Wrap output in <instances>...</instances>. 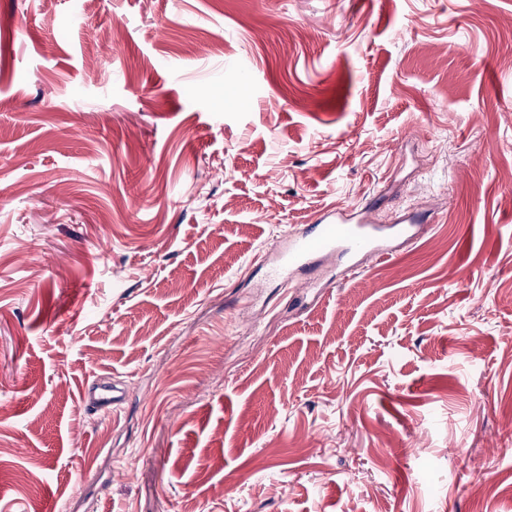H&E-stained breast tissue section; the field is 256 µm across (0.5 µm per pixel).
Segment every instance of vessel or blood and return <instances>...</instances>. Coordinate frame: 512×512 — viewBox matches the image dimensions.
I'll return each instance as SVG.
<instances>
[{
	"label": "vessel or blood",
	"instance_id": "1",
	"mask_svg": "<svg viewBox=\"0 0 512 512\" xmlns=\"http://www.w3.org/2000/svg\"><path fill=\"white\" fill-rule=\"evenodd\" d=\"M418 235V217L407 215L397 224H376L368 206H342L321 213L315 223L288 231L275 249L277 261L272 272L279 277L290 276L310 266L325 251L382 259L391 254L392 240L409 241ZM121 400V391L108 386L92 387L83 393L87 409L102 416L115 412Z\"/></svg>",
	"mask_w": 512,
	"mask_h": 512
}]
</instances>
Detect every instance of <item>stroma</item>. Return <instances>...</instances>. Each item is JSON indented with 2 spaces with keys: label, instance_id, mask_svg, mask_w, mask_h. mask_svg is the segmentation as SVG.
<instances>
[{
  "label": "stroma",
  "instance_id": "obj_1",
  "mask_svg": "<svg viewBox=\"0 0 512 512\" xmlns=\"http://www.w3.org/2000/svg\"><path fill=\"white\" fill-rule=\"evenodd\" d=\"M511 419L512 0H0V512H512ZM370 207L347 205L321 213L315 224L290 231L276 247L277 261L272 267L276 276L292 275L312 264L324 251L354 257L382 259L392 253L393 239H416L422 219L407 215L401 224H372ZM122 391L108 386L88 388L83 392V403L88 410L101 416L115 412L122 400Z\"/></svg>",
  "mask_w": 512,
  "mask_h": 512
}]
</instances>
